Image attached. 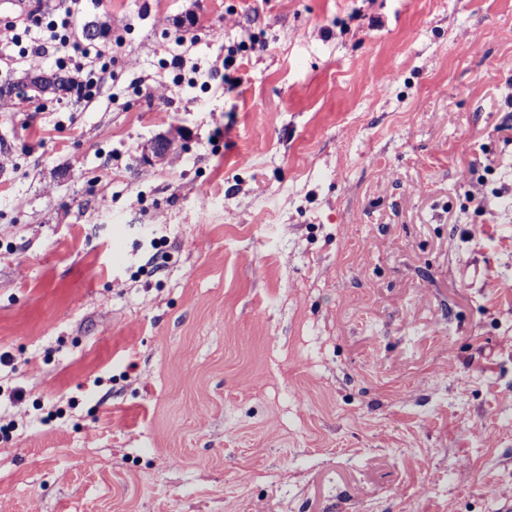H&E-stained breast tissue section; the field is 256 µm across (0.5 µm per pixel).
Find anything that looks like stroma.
I'll return each mask as SVG.
<instances>
[{"label": "stroma", "instance_id": "stroma-1", "mask_svg": "<svg viewBox=\"0 0 512 512\" xmlns=\"http://www.w3.org/2000/svg\"><path fill=\"white\" fill-rule=\"evenodd\" d=\"M81 9L94 101L0 97V512H500L512 0Z\"/></svg>", "mask_w": 512, "mask_h": 512}]
</instances>
